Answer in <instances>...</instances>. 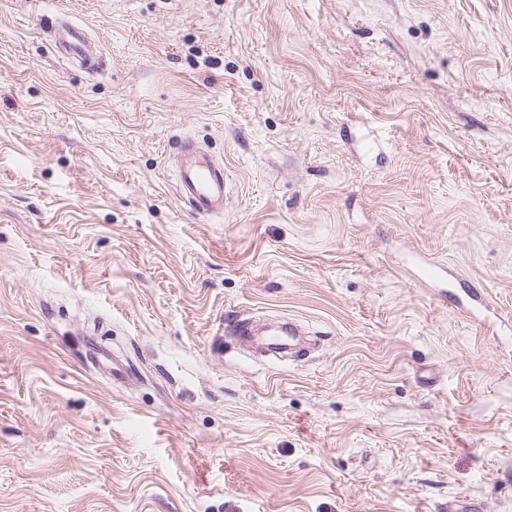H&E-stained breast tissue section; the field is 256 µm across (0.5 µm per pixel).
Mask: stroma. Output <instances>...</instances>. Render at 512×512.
Instances as JSON below:
<instances>
[{"label": "stroma", "mask_w": 512, "mask_h": 512, "mask_svg": "<svg viewBox=\"0 0 512 512\" xmlns=\"http://www.w3.org/2000/svg\"><path fill=\"white\" fill-rule=\"evenodd\" d=\"M460 494L512 512V0H0V512ZM53 24L57 51L67 59L79 61L87 69H95L98 65L97 51L83 30L61 16L54 17ZM178 170V198L197 216L224 213L227 180L224 166L193 141L180 145L174 155Z\"/></svg>", "instance_id": "obj_1"}]
</instances>
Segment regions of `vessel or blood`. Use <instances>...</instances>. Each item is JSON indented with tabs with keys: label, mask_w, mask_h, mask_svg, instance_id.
Segmentation results:
<instances>
[{
	"label": "vessel or blood",
	"mask_w": 512,
	"mask_h": 512,
	"mask_svg": "<svg viewBox=\"0 0 512 512\" xmlns=\"http://www.w3.org/2000/svg\"><path fill=\"white\" fill-rule=\"evenodd\" d=\"M53 31L54 46L65 58L91 70L97 67V51L80 27L57 17ZM174 163L178 170L177 194L189 210L198 216L223 215L227 190L223 165L191 141L180 145Z\"/></svg>",
	"instance_id": "vessel-or-blood-1"
}]
</instances>
